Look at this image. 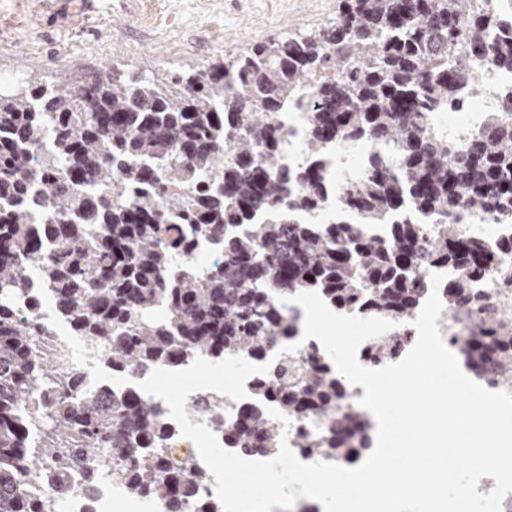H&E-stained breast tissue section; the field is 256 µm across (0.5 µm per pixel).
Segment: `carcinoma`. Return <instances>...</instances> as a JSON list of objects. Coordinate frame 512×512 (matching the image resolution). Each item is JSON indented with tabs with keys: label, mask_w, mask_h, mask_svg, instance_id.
I'll list each match as a JSON object with an SVG mask.
<instances>
[{
	"label": "carcinoma",
	"mask_w": 512,
	"mask_h": 512,
	"mask_svg": "<svg viewBox=\"0 0 512 512\" xmlns=\"http://www.w3.org/2000/svg\"><path fill=\"white\" fill-rule=\"evenodd\" d=\"M480 63L512 70V17L475 0H339L329 24L205 69L131 77L114 67L0 92V512H45L26 491L43 469L56 499L74 493L76 474L106 467L133 498L164 494L168 512L201 502L204 482L194 460L168 456L179 431L154 399L107 402L81 389L62 355L35 351L41 326L18 306L35 274L109 367L176 368L288 340L298 316L281 298L304 291L401 321L427 291L414 268L448 265L458 276L443 301L465 323L450 343L476 380L512 378V322L492 302L477 305L471 288L512 253V239L491 249L460 233L467 214L512 222V88L456 143L429 128L432 113L459 107ZM305 87L308 160L289 167L277 113ZM363 137L390 145L395 159H368L343 204L361 224L387 225L384 237L340 218L298 220L325 204L322 151ZM418 219L436 233L423 238ZM199 235L221 238L223 263L181 265ZM409 339L386 336L374 358L392 361ZM343 383L322 362L297 375L284 364L261 392L322 430L299 447L356 463L372 448L373 424L343 401ZM207 416L244 452L272 457L280 447L283 424L254 409L227 419L213 400Z\"/></svg>",
	"instance_id": "cac0c4a2"
}]
</instances>
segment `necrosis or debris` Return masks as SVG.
Returning a JSON list of instances; mask_svg holds the SVG:
<instances>
[{
    "label": "necrosis or debris",
    "instance_id": "obj_1",
    "mask_svg": "<svg viewBox=\"0 0 512 512\" xmlns=\"http://www.w3.org/2000/svg\"><path fill=\"white\" fill-rule=\"evenodd\" d=\"M510 86H512L511 71L493 67L480 69L477 87H466L461 92V108L457 110L443 108L433 113L432 129L451 133L459 128L477 130L485 113L495 108L498 92ZM385 149L383 142L362 139L356 142L351 153L345 154L334 148L327 152L323 161L333 169L334 175L329 190V201L325 209L319 213V220L325 221L335 216L347 181L362 172L369 156L383 152ZM511 276L512 256H502L492 271L474 281L476 298L481 301L489 299L497 305L512 308V290L502 286L503 280ZM22 309L32 312L44 326L53 329V337H41V344H52L60 353L65 354L78 374L88 378L104 399L108 400L112 395L134 390L138 382L146 378L147 369L139 368L115 375L108 382L101 380L100 355H94L85 350L79 352L70 345L71 327L58 310L54 309L51 295L41 285L37 284L31 288ZM323 356L324 349L319 341L297 336L285 342H277L270 353L254 357L253 362L257 365L276 364L288 358L306 365L315 360H322ZM125 494L124 486L113 479L111 472L98 470L78 480L76 490L67 499L63 512H104L113 500Z\"/></svg>",
    "mask_w": 512,
    "mask_h": 512
}]
</instances>
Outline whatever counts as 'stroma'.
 <instances>
[{
  "label": "stroma",
  "instance_id": "1",
  "mask_svg": "<svg viewBox=\"0 0 512 512\" xmlns=\"http://www.w3.org/2000/svg\"><path fill=\"white\" fill-rule=\"evenodd\" d=\"M338 0H0V71L24 81H79L120 67L190 71L250 44L306 32Z\"/></svg>",
  "mask_w": 512,
  "mask_h": 512
}]
</instances>
